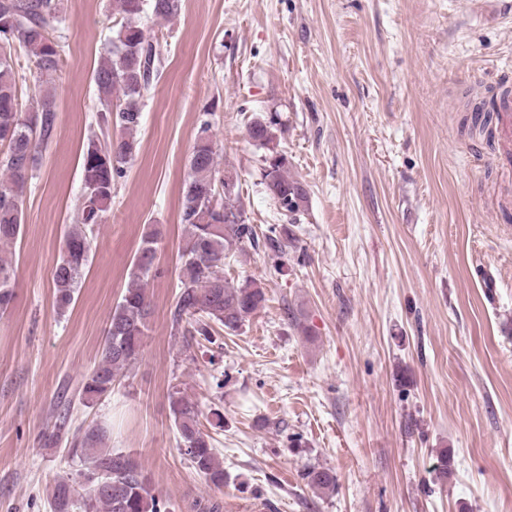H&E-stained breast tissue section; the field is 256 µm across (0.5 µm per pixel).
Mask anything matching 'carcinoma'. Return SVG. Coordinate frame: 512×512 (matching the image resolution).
<instances>
[{"label": "carcinoma", "mask_w": 512, "mask_h": 512, "mask_svg": "<svg viewBox=\"0 0 512 512\" xmlns=\"http://www.w3.org/2000/svg\"><path fill=\"white\" fill-rule=\"evenodd\" d=\"M181 0H112L117 21L116 46L103 59L94 81L99 108L95 123L101 135L88 137L83 149V193L77 223L69 228L64 252L53 273L54 305L63 315L73 304L82 270L87 265L93 234L112 204L115 179L138 150L135 132L142 121V93L159 72L151 63L159 61L161 45L156 35L144 30L143 15L151 13L164 22L175 19ZM60 0H0V244L22 235L23 195L33 179L30 154L47 147L57 125V103L51 86L62 64L61 46L50 35L58 21ZM22 49L37 70L38 89L32 110L22 111L18 99L17 49ZM117 128L120 135L108 136ZM211 124L200 127L189 160V174L182 188L179 221L186 238L180 252L179 292L173 312L175 325L191 338L213 342L214 326L238 330L266 301L261 284L253 279L233 283L224 279V260L245 246L258 244L253 225L224 222V209L213 199L216 182V152L209 135ZM278 120L273 115L251 119L247 133L259 148L269 151L260 171L261 184L287 223L273 227L266 237L275 253V270H283L295 238L288 225L306 208L308 191L288 172V158L275 150ZM158 239L154 229L146 231L134 257L130 282L112 309L98 361L83 383L79 397L88 404L112 392L120 371L132 364L143 350L148 331L150 301L147 281L156 271ZM12 262L0 258V312L15 299ZM170 412L180 436V446L193 469L217 488L224 486V466L218 460L213 438L200 428L198 406L181 392L170 395ZM106 430L96 424L77 437L69 453L80 459L79 477L85 492L79 493L69 476L55 480L51 489V512H165L164 503L152 489L139 464L130 456L101 448ZM303 479L316 491L336 486L329 469L312 468Z\"/></svg>", "instance_id": "carcinoma-1"}]
</instances>
